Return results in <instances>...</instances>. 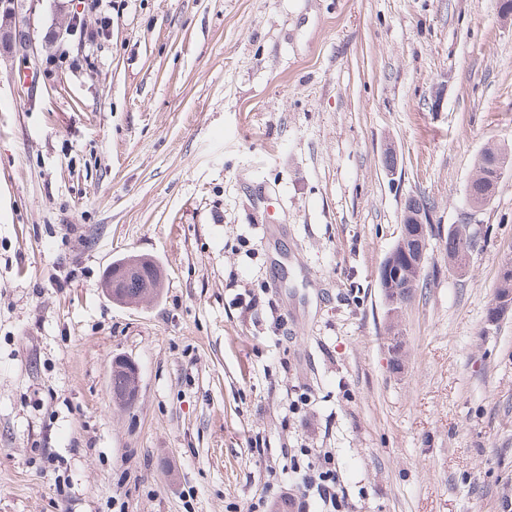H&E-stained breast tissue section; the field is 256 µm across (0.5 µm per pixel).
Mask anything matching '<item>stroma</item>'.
I'll list each match as a JSON object with an SVG mask.
<instances>
[{"label": "stroma", "mask_w": 512, "mask_h": 512, "mask_svg": "<svg viewBox=\"0 0 512 512\" xmlns=\"http://www.w3.org/2000/svg\"><path fill=\"white\" fill-rule=\"evenodd\" d=\"M500 0H28L0 60V512H512V19ZM443 104L432 110V94ZM429 205L392 367L379 268ZM480 242L448 265L451 227ZM145 255L158 298L101 289ZM138 397L112 396L113 358ZM512 165V152L498 146L488 147L478 158L476 172L467 188V197L484 207L493 199L502 171ZM493 187V190L491 188ZM417 199H418V201L416 200L415 197H409L405 201V203H406V205L413 206L414 201H415L414 211L415 212H420L421 210L422 211L419 213L417 218L414 219L415 223L410 224V222H404V215H405V211H406V206H404L403 220H402L403 224L402 225H404L407 233L410 234L411 226H415L412 224H418L417 231L415 233V240H416L415 245H416L417 249L414 254L415 257H414L413 264L416 269H419V268L423 267V265L426 261L427 253H428L430 245H429L428 226L424 220V219H427L428 203L426 202L425 199H421V198H417ZM422 212H423L424 219L421 218ZM509 308L511 310L512 307V265L506 264L503 266V269L500 274L498 287L495 291L494 302L492 306L489 308L486 322L493 324L492 318L495 315V312L498 310H503V308ZM307 462L301 466L292 460L291 472L302 488L298 511H309V499L314 500L317 512H342L347 506L344 490L336 469L335 457L328 448H301Z\"/></svg>", "instance_id": "35a3bbf8"}]
</instances>
